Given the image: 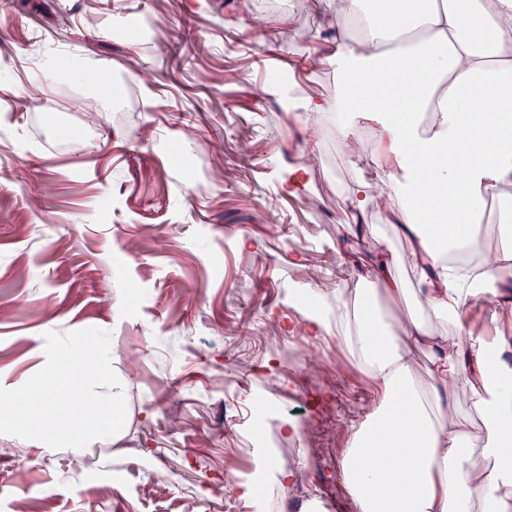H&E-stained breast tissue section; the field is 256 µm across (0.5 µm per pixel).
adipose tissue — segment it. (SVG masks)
<instances>
[{
  "label": "adipose tissue",
  "instance_id": "1",
  "mask_svg": "<svg viewBox=\"0 0 512 512\" xmlns=\"http://www.w3.org/2000/svg\"><path fill=\"white\" fill-rule=\"evenodd\" d=\"M313 2L336 96L296 104L305 138L288 184L310 185L321 116L335 113L349 161L374 133L372 170L352 173L345 197L354 234L374 212L409 239L402 256H352L335 305L299 312L381 394L349 433L344 489L354 512H512V247L471 230L486 203L512 200V0ZM403 262L409 289L390 277ZM378 282L424 317L386 320ZM461 386L477 415L454 420Z\"/></svg>",
  "mask_w": 512,
  "mask_h": 512
}]
</instances>
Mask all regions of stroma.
<instances>
[{"instance_id": "stroma-1", "label": "stroma", "mask_w": 512, "mask_h": 512, "mask_svg": "<svg viewBox=\"0 0 512 512\" xmlns=\"http://www.w3.org/2000/svg\"><path fill=\"white\" fill-rule=\"evenodd\" d=\"M144 13L149 43L114 38ZM327 37L264 0H0V372L27 376L46 333L100 328L127 403L121 439L78 454L21 457L0 437V512H301L313 496L353 512L341 461L378 389L335 339L298 329L290 295L335 302L346 254L404 240L383 223L351 235L335 136L311 188H289L302 129L264 92L280 69L293 95H331ZM57 53L116 77L97 123L81 119L83 75L29 96ZM258 404L271 413L249 424ZM270 445L296 486L262 508L225 497Z\"/></svg>"}]
</instances>
